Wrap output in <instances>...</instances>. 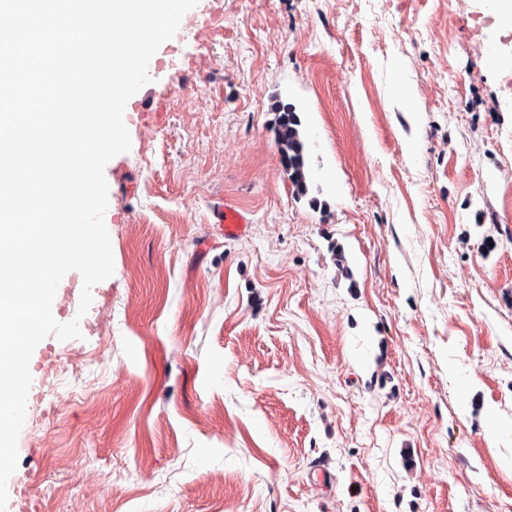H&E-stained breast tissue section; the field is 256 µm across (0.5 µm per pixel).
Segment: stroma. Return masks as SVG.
<instances>
[{
	"label": "stroma",
	"instance_id": "obj_1",
	"mask_svg": "<svg viewBox=\"0 0 512 512\" xmlns=\"http://www.w3.org/2000/svg\"><path fill=\"white\" fill-rule=\"evenodd\" d=\"M105 168L114 274L30 361V512H512V20L214 0ZM404 90H397L395 78ZM308 191L283 173L279 103ZM249 220L225 237L213 211ZM82 352L78 395L45 382ZM274 127L275 140L283 170L293 185L296 194L306 195L305 145L300 134V119L292 104L277 105ZM77 367L78 364L76 360L66 359V361L60 362L59 365L55 368L52 379L50 381V386L54 387L55 389L52 392V396L54 405L56 407H63L69 404L77 396L76 391L70 386L59 390V384L61 381L70 374L73 375Z\"/></svg>",
	"mask_w": 512,
	"mask_h": 512
}]
</instances>
